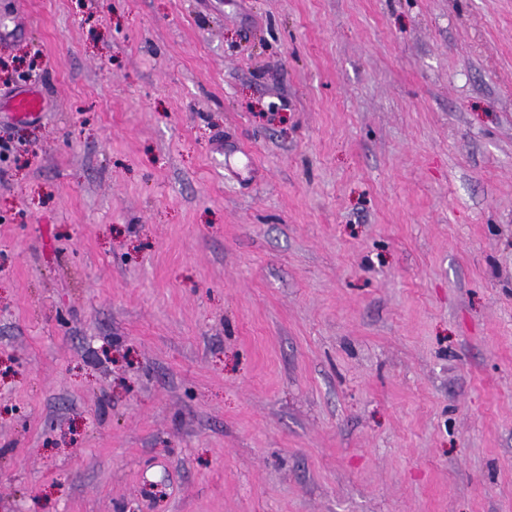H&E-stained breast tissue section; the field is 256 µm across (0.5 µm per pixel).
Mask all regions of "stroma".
Here are the masks:
<instances>
[{
  "label": "stroma",
  "mask_w": 512,
  "mask_h": 512,
  "mask_svg": "<svg viewBox=\"0 0 512 512\" xmlns=\"http://www.w3.org/2000/svg\"><path fill=\"white\" fill-rule=\"evenodd\" d=\"M1 140L0 512H512V0H0ZM41 105V98L34 90H24L15 95L11 100L13 114L21 118L38 114Z\"/></svg>",
  "instance_id": "35a3bbf8"
}]
</instances>
